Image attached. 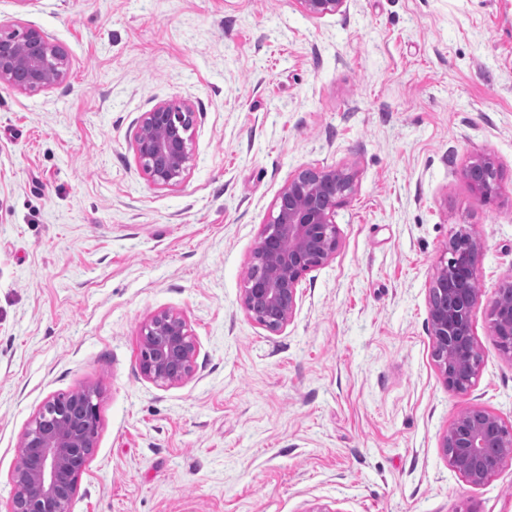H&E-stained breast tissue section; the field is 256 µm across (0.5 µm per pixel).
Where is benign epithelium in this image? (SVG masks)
Masks as SVG:
<instances>
[{
  "mask_svg": "<svg viewBox=\"0 0 512 512\" xmlns=\"http://www.w3.org/2000/svg\"><path fill=\"white\" fill-rule=\"evenodd\" d=\"M310 17L342 12L346 0H297ZM69 61L43 33L27 29L0 39V82L19 91H43L62 80ZM196 112L188 102L163 101L142 113L132 147L150 182L175 187L192 160L189 142ZM474 196L483 203L499 190V168L488 154L471 158L464 170ZM355 173L345 167L297 170L275 199L276 215L263 225L244 279L247 314L277 334L291 321L300 300L299 284L311 269L334 259L339 248L336 207L350 194ZM479 238L462 228L449 240L428 289L432 356L448 388L468 392L478 376L481 355L471 316L481 298L477 287ZM494 334L512 357V280L491 303ZM139 370L159 386L182 383L194 374L198 342L185 315L162 311L142 326ZM95 389L52 397L37 411L21 437L27 464L11 474L8 512H71L80 474L98 435ZM448 465L472 484L494 474L512 456V427L480 408L463 412L443 437Z\"/></svg>",
  "mask_w": 512,
  "mask_h": 512,
  "instance_id": "obj_1",
  "label": "benign epithelium"
}]
</instances>
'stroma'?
Returning <instances> with one entry per match:
<instances>
[{
	"mask_svg": "<svg viewBox=\"0 0 512 512\" xmlns=\"http://www.w3.org/2000/svg\"><path fill=\"white\" fill-rule=\"evenodd\" d=\"M68 55L48 90L0 83V512L43 403L93 387L100 426L72 512H512L442 437L479 406L512 425L490 304L512 279V0H0ZM196 112L183 182L139 165L136 121ZM495 157L489 204L464 178ZM350 168L335 258L285 329L241 290L302 167ZM482 244V360L461 394L432 357L428 288L451 236ZM183 313L188 381L139 371L141 327ZM345 2L346 0H298L303 12L314 18L341 13Z\"/></svg>",
	"mask_w": 512,
	"mask_h": 512,
	"instance_id": "obj_1",
	"label": "stroma"
}]
</instances>
